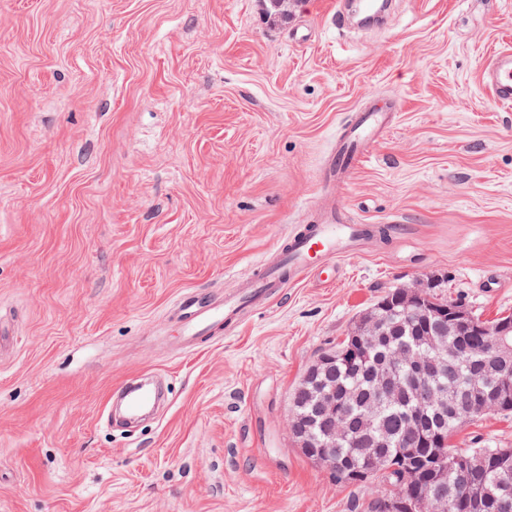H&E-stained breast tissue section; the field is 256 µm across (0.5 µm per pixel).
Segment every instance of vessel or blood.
<instances>
[{
	"label": "vessel or blood",
	"instance_id": "obj_1",
	"mask_svg": "<svg viewBox=\"0 0 512 512\" xmlns=\"http://www.w3.org/2000/svg\"><path fill=\"white\" fill-rule=\"evenodd\" d=\"M483 81L495 102L512 104V50L503 49L491 57ZM388 127V114L368 106L356 112L343 125L335 152L329 158L328 175H349L368 147L377 142ZM369 225L345 221L336 213L325 215L320 223L308 225L303 231L287 235L274 261L258 266L241 282L238 292L225 298L223 307H214L205 297L187 294L180 300L187 315V336L203 335L218 319L233 325L243 310L265 303L286 282L295 281L312 268L331 262L333 257L353 252L367 238ZM159 396L158 389L144 385L128 388L125 408L129 417H137Z\"/></svg>",
	"mask_w": 512,
	"mask_h": 512
}]
</instances>
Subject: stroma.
<instances>
[{"label": "stroma", "instance_id": "obj_1", "mask_svg": "<svg viewBox=\"0 0 512 512\" xmlns=\"http://www.w3.org/2000/svg\"><path fill=\"white\" fill-rule=\"evenodd\" d=\"M334 0H0V512H365L288 425L308 366L386 291L512 314V107L483 65L512 0H397L341 33ZM390 129L321 171L377 99ZM378 227L184 349L179 298H223L329 203ZM397 232H390V225ZM169 402L106 423L126 381ZM458 448H512V415Z\"/></svg>", "mask_w": 512, "mask_h": 512}]
</instances>
